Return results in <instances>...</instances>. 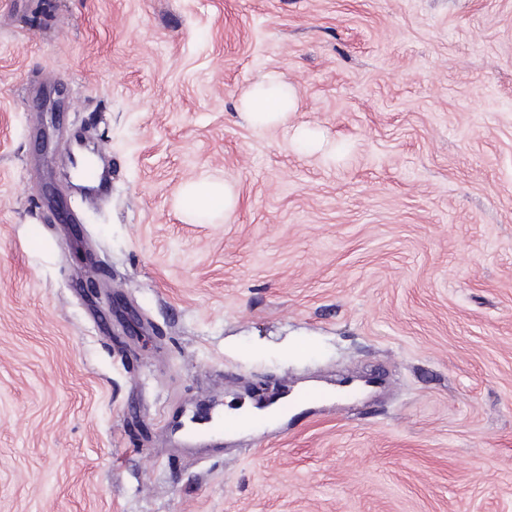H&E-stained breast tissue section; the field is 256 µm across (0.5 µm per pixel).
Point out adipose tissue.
Masks as SVG:
<instances>
[{
    "label": "adipose tissue",
    "mask_w": 512,
    "mask_h": 512,
    "mask_svg": "<svg viewBox=\"0 0 512 512\" xmlns=\"http://www.w3.org/2000/svg\"><path fill=\"white\" fill-rule=\"evenodd\" d=\"M296 104L294 89L272 76L258 80L245 94L244 117L252 125L268 126L284 121ZM193 214H231L236 197L229 185L202 181L189 187L182 199Z\"/></svg>",
    "instance_id": "1"
}]
</instances>
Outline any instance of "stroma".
Instances as JSON below:
<instances>
[{
  "instance_id": "obj_1",
  "label": "stroma",
  "mask_w": 512,
  "mask_h": 512,
  "mask_svg": "<svg viewBox=\"0 0 512 512\" xmlns=\"http://www.w3.org/2000/svg\"><path fill=\"white\" fill-rule=\"evenodd\" d=\"M0 512H512V0H0ZM296 104L295 90L272 76L258 80L245 94L244 117L252 125L268 126L283 122ZM88 185H85L86 192L93 201L108 196L112 189V176L102 167L99 171H92L88 175ZM182 204L192 214L224 213L227 218L235 208L236 197L225 182L202 181L185 191Z\"/></svg>"
}]
</instances>
